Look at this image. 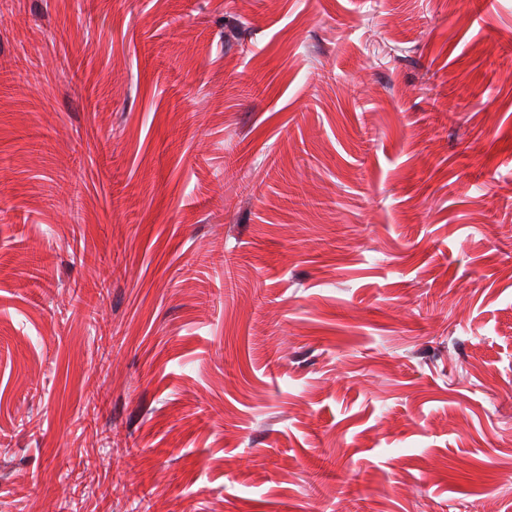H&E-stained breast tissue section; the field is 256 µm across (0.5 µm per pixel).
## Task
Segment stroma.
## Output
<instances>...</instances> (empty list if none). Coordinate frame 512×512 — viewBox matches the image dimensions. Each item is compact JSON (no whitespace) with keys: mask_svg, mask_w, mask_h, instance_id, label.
Segmentation results:
<instances>
[{"mask_svg":"<svg viewBox=\"0 0 512 512\" xmlns=\"http://www.w3.org/2000/svg\"><path fill=\"white\" fill-rule=\"evenodd\" d=\"M511 187L512 0H0V512H512Z\"/></svg>","mask_w":512,"mask_h":512,"instance_id":"stroma-1","label":"stroma"}]
</instances>
